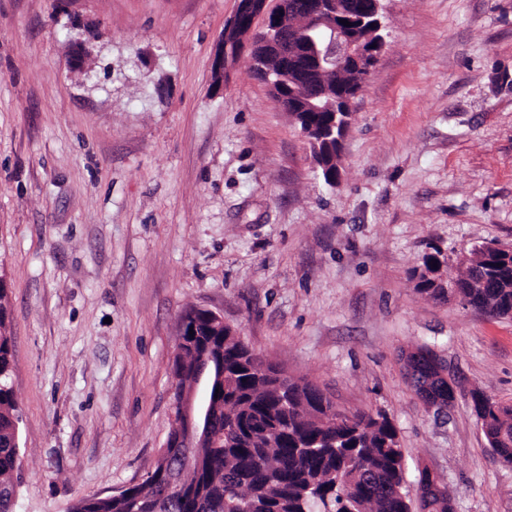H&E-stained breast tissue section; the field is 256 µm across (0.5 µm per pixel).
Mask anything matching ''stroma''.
Returning a JSON list of instances; mask_svg holds the SVG:
<instances>
[{
    "label": "stroma",
    "instance_id": "1",
    "mask_svg": "<svg viewBox=\"0 0 512 512\" xmlns=\"http://www.w3.org/2000/svg\"><path fill=\"white\" fill-rule=\"evenodd\" d=\"M338 184L248 59L211 63L236 0H0V279L20 413L15 512L143 481L174 425L182 314L211 311L345 413L386 414L418 498L512 512L468 395L512 404V319L418 293L428 243L512 244V0H381ZM94 80L72 70L74 40ZM429 347L447 417L408 383ZM418 485L420 495L428 494V491H434L435 488L432 486L431 488H425V490H421L420 486H429L432 482L435 483L437 492L432 495V499L428 504L419 505V509H422L423 512H453V504L452 498L448 495V487L440 480L438 483L432 481V474L427 469H421L418 472ZM437 485L439 487H437Z\"/></svg>",
    "mask_w": 512,
    "mask_h": 512
}]
</instances>
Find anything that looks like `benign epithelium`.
<instances>
[{
	"mask_svg": "<svg viewBox=\"0 0 512 512\" xmlns=\"http://www.w3.org/2000/svg\"><path fill=\"white\" fill-rule=\"evenodd\" d=\"M380 0H372L364 12H357L353 0H305L300 14L310 23L303 28L288 24L286 3L278 0L269 7V0H237L234 14L224 25V36L218 42L212 61V91H224L232 67L248 56L253 69L271 72L267 53H272L277 70L294 71L298 76L314 77L317 73L331 72L336 66L351 70H369L375 64L385 46L381 35L382 19L378 17ZM350 22L346 26L342 21ZM374 25L372 44H365L353 35V31L366 24ZM91 52L82 43L76 45L72 56L74 70L86 74ZM212 357L202 355L194 363L189 374L173 373L175 428L168 448L162 449L156 464L168 473L165 490L185 492L182 474L189 461L203 443L213 441L214 413L218 407L212 403L197 401V386L205 375ZM448 379V371L434 367V372L422 376L419 372L410 375L418 385L420 401L429 409L432 381Z\"/></svg>",
	"mask_w": 512,
	"mask_h": 512,
	"instance_id": "1",
	"label": "benign epithelium"
}]
</instances>
